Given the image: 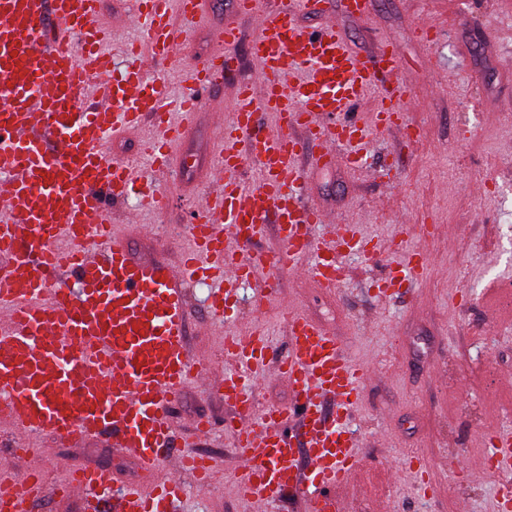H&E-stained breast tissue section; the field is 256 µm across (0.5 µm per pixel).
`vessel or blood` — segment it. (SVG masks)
<instances>
[{
  "mask_svg": "<svg viewBox=\"0 0 512 512\" xmlns=\"http://www.w3.org/2000/svg\"><path fill=\"white\" fill-rule=\"evenodd\" d=\"M310 2L266 8L262 0H235L236 13L256 23L250 53L264 84L237 88L232 120L212 146L216 167L188 245L169 265L134 260L114 232L106 201L136 192L139 179L132 162L106 156L103 145L111 134L153 122L143 160L171 169L187 120L239 65L237 26L214 29L212 51L185 73L190 94L174 102L140 58H177L207 0H136L129 21L145 41L120 71L99 0H0V429L71 445L103 439L146 471H164L150 489L118 493L111 470L65 466L56 492L79 498L82 512H178L186 476L206 486L217 463L174 452L170 409L182 387L213 373L216 391L237 414L226 428L242 459L240 497L274 507L300 493L309 512H341L328 489L346 485L357 467L349 421L368 376L342 339L286 306L282 359H274L258 324L225 337L219 370L194 362L187 340L191 283L218 282L208 309L221 323L234 316L239 286L259 273H302L330 293L344 277L343 251L380 250L355 224L316 239L325 215L303 200L299 159L308 153L331 168L340 149H369L366 127L344 120V112L376 91L375 126H401L411 94L389 81L399 67L392 43L362 58L334 21L316 33L298 28ZM262 111L276 113L278 131L257 123ZM247 164L251 183L237 176ZM267 224L281 242L271 253L252 247ZM272 361L293 399L260 411L256 378ZM26 454L21 473L0 454V512H29L45 492L39 451ZM488 461L491 472L512 476L511 432L494 437Z\"/></svg>",
  "mask_w": 512,
  "mask_h": 512,
  "instance_id": "1",
  "label": "vessel or blood"
}]
</instances>
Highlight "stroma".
Wrapping results in <instances>:
<instances>
[{
  "instance_id": "1",
  "label": "stroma",
  "mask_w": 512,
  "mask_h": 512,
  "mask_svg": "<svg viewBox=\"0 0 512 512\" xmlns=\"http://www.w3.org/2000/svg\"><path fill=\"white\" fill-rule=\"evenodd\" d=\"M347 48L364 56L392 42L400 59L397 78L411 93L407 127L373 133L374 153L362 166L349 162L318 170L302 156L305 197L327 213L314 229L325 237L331 225L357 224L388 251L368 257L345 252L349 276L335 294L324 293L306 276L272 278L261 297V281L239 288L240 317H261L278 352L287 336L278 306L302 311L343 338L346 349L370 370L354 407L350 428L359 448L351 484L335 489L342 512H498L503 488L483 474L492 430H512V299L498 302L491 289L512 287V0H372L371 12L353 17L343 0H329ZM135 0H101L102 20L112 33L114 64L123 45L142 38L124 17ZM228 6L190 27L178 64L149 63L150 76L163 77L170 99L184 96L180 75L211 46L215 25ZM437 26L436 41H420L422 23ZM241 39L234 51L238 70L213 89L178 146L181 176L152 172L144 178L166 190V211L145 213L141 224H166L184 241L196 214L197 198L213 167L210 141L219 120H231L235 87L261 86L260 66L249 54L255 35L251 17H237ZM416 139H409L407 129ZM134 200L112 206V217L138 260L176 263L177 250L144 237L141 224L127 223ZM422 248L425 267L404 298L379 297L377 284L390 276L413 248ZM188 344L194 358L224 355V338L234 322L198 333L207 319L209 289L187 290ZM233 406L211 388L192 382L173 411L178 446L215 457L219 471L205 490L188 486L181 512H264L241 500L233 479L240 461L225 424ZM212 422L211 434L197 436L196 419ZM50 482L63 472L58 459L111 469L118 485L140 482L144 471L101 441L67 446L53 436L40 439ZM428 468L434 494L415 488L409 456Z\"/></svg>"
}]
</instances>
